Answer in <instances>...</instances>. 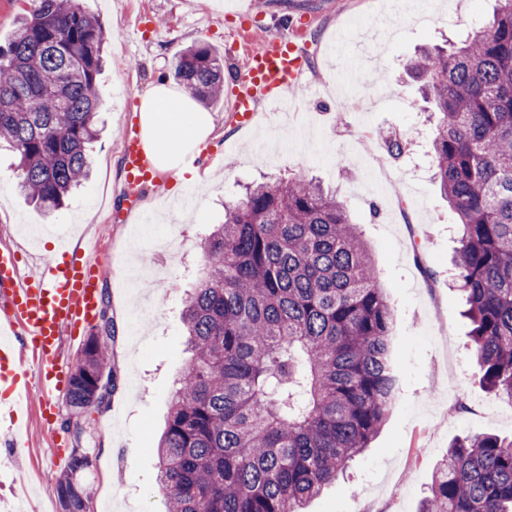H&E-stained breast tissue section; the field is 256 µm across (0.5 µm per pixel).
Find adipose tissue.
I'll return each instance as SVG.
<instances>
[{
	"label": "adipose tissue",
	"instance_id": "ef3b65f1",
	"mask_svg": "<svg viewBox=\"0 0 512 512\" xmlns=\"http://www.w3.org/2000/svg\"><path fill=\"white\" fill-rule=\"evenodd\" d=\"M139 112L145 146L162 172L183 168L213 130L211 112L164 82L155 83L143 96Z\"/></svg>",
	"mask_w": 512,
	"mask_h": 512
}]
</instances>
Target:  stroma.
Masks as SVG:
<instances>
[{
    "instance_id": "stroma-1",
    "label": "stroma",
    "mask_w": 512,
    "mask_h": 512,
    "mask_svg": "<svg viewBox=\"0 0 512 512\" xmlns=\"http://www.w3.org/2000/svg\"><path fill=\"white\" fill-rule=\"evenodd\" d=\"M84 9L120 26L105 51L98 77L106 134L92 150L90 179L53 215L33 207L16 188L15 159L0 151V248L17 251L25 273L60 249L81 247L96 237L101 266L139 262L157 272L156 288L121 287L101 279L110 310H122L111 367L117 389L110 408L120 426L109 431L100 413H83L81 433L66 426L68 406L54 423L32 415L24 448L0 447V497L12 498L22 485L39 492L34 512H60L54 486L61 475L55 457H89L79 481L87 512H100L111 498L115 512H161L164 493L157 482L156 446L164 428L173 382L186 367L187 350L179 310L201 264L200 243L210 225L224 217L225 202L247 183L288 177L299 170L321 181L344 202L371 245L380 282L398 310L395 327L401 375L399 402L374 440L335 484L313 500L307 512H416L431 482L435 462L459 436L512 437V403L491 397L472 359L463 302L450 288L456 219L433 180L426 155L431 106L405 63L417 47L455 42L489 18L496 0H414L410 11L389 18L381 37L382 58L365 67L374 45L360 44L357 27L386 15L384 0H82ZM247 27L257 40L284 32L308 53L307 82L320 86L321 99L298 97L288 112L258 113L252 126L238 127L227 98L209 104L214 128L203 149H220L223 160L209 166L208 189L189 177L167 172L145 188L132 218L108 215L118 207L123 167V126L138 120L140 100L150 87L170 80L176 52L208 45L225 73L244 64L231 46L230 32ZM362 76L351 82L349 72ZM361 109L340 108V97ZM365 124L371 139H353ZM407 141L399 156L387 153L388 139ZM385 156L397 176L372 182L363 162ZM146 228L154 238L172 236L148 254L132 248L130 236Z\"/></svg>"
}]
</instances>
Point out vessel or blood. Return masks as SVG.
Instances as JSON below:
<instances>
[{
    "instance_id": "1",
    "label": "vessel or blood",
    "mask_w": 512,
    "mask_h": 512,
    "mask_svg": "<svg viewBox=\"0 0 512 512\" xmlns=\"http://www.w3.org/2000/svg\"><path fill=\"white\" fill-rule=\"evenodd\" d=\"M304 64V50L283 36L272 37L253 51L243 71L231 78L238 122H251L263 103L275 111H287L291 90L302 83ZM121 155L122 195L133 202L148 184L160 180L135 124L124 128ZM0 296L7 305L0 317V445L17 449L23 445L20 434L30 408H37L47 419L58 412L66 388L61 342L64 337L79 336L81 328L92 325L99 316L97 269L79 255L66 252L25 277L17 254L3 248ZM28 357L38 370L33 385L23 370Z\"/></svg>"
}]
</instances>
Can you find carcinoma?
<instances>
[{
	"instance_id": "cac0c4a2",
	"label": "carcinoma",
	"mask_w": 512,
	"mask_h": 512,
	"mask_svg": "<svg viewBox=\"0 0 512 512\" xmlns=\"http://www.w3.org/2000/svg\"><path fill=\"white\" fill-rule=\"evenodd\" d=\"M461 44L424 49L407 71L438 121L430 142L460 238L453 284L466 300L485 390L512 402V0ZM0 45V144L17 188L44 213L88 176L100 134L97 76L112 25L81 0H28ZM172 75L204 103L224 65L205 46ZM182 303L191 360L158 443L163 512H306L378 434L399 394L390 302L357 225L336 195L300 172L243 188L201 242ZM101 311L71 375L79 416L95 403L112 320ZM71 458L54 487L62 512H86ZM418 512H512V437L455 439Z\"/></svg>"
}]
</instances>
